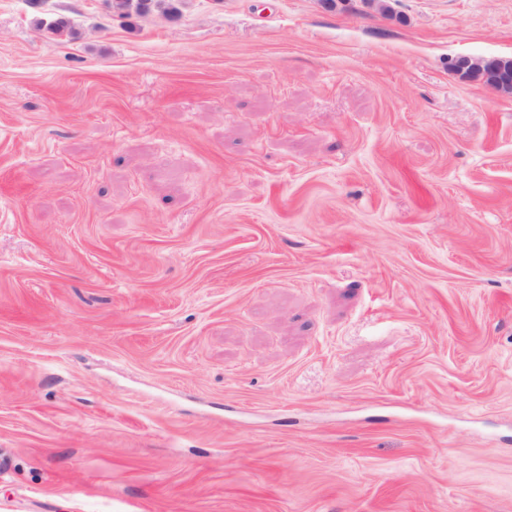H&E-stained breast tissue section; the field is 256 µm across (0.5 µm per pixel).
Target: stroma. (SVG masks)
<instances>
[{
	"label": "stroma",
	"mask_w": 512,
	"mask_h": 512,
	"mask_svg": "<svg viewBox=\"0 0 512 512\" xmlns=\"http://www.w3.org/2000/svg\"><path fill=\"white\" fill-rule=\"evenodd\" d=\"M0 0V512H512V0ZM456 76L464 81L478 80L483 83L482 75L489 72V57H470L462 55L456 58Z\"/></svg>",
	"instance_id": "stroma-1"
}]
</instances>
